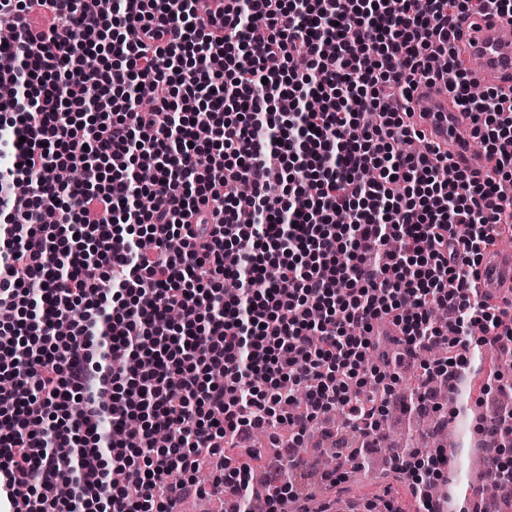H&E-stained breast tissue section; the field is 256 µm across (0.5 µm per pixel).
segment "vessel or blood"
<instances>
[{
	"label": "vessel or blood",
	"mask_w": 512,
	"mask_h": 512,
	"mask_svg": "<svg viewBox=\"0 0 512 512\" xmlns=\"http://www.w3.org/2000/svg\"><path fill=\"white\" fill-rule=\"evenodd\" d=\"M465 42L463 66L467 74L483 84L512 86V19L490 14L467 19L461 26ZM414 119L427 137L448 150L460 166L487 171L484 157L471 146L472 125L447 92L429 90ZM477 286L495 297L512 292V251L491 246L485 249Z\"/></svg>",
	"instance_id": "obj_1"
}]
</instances>
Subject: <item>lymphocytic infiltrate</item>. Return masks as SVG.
Returning a JSON list of instances; mask_svg holds the SVG:
<instances>
[{
	"label": "lymphocytic infiltrate",
	"instance_id": "1",
	"mask_svg": "<svg viewBox=\"0 0 512 512\" xmlns=\"http://www.w3.org/2000/svg\"><path fill=\"white\" fill-rule=\"evenodd\" d=\"M488 9L512 0H0V512H242L260 430L267 512H309L317 421L378 441L423 351L452 385L472 348L512 351L476 286L512 213V89L474 96L457 45ZM421 86L491 172L402 150ZM447 463L392 467L430 512Z\"/></svg>",
	"mask_w": 512,
	"mask_h": 512
}]
</instances>
